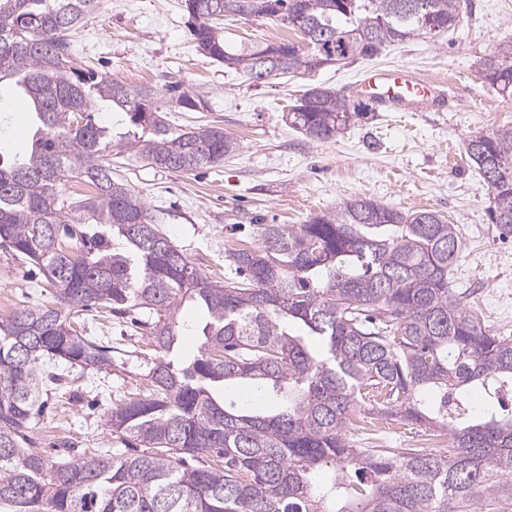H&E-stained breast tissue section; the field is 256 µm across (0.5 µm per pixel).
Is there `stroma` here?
I'll return each instance as SVG.
<instances>
[{
	"instance_id": "stroma-1",
	"label": "stroma",
	"mask_w": 512,
	"mask_h": 512,
	"mask_svg": "<svg viewBox=\"0 0 512 512\" xmlns=\"http://www.w3.org/2000/svg\"><path fill=\"white\" fill-rule=\"evenodd\" d=\"M463 20L442 35H423L385 47L371 59L342 61L320 70L256 84L199 53L190 36L184 0H101L73 37V63L132 86L165 90L170 83L202 94L205 112H168L171 125L222 127L236 151L218 166L173 173L125 153L113 158L112 175L144 198L153 223L209 280L229 276L234 249L261 247L266 224H303L311 215L368 197L404 212L434 210L457 224L462 251L451 273L453 288L490 334L512 338V236L492 224V192L464 154L473 133L512 125V97L484 82L478 62L512 37V0H462ZM224 36L279 42L294 33L266 18L224 19ZM402 66L442 84L457 106L438 112L378 111L333 140L313 143L289 126L286 113L301 88L325 85L348 91L364 70ZM29 112L14 95L0 94V155L12 158L31 145ZM53 289L30 266L0 250V320L16 310L47 305ZM77 328L112 348V365L84 373L78 397L48 399L34 425L35 448L51 460L75 444L86 454L119 447L107 424L114 404L150 396L145 375L157 352L149 329L132 316L87 312ZM347 429L356 448H430L432 431L397 417L357 415Z\"/></svg>"
}]
</instances>
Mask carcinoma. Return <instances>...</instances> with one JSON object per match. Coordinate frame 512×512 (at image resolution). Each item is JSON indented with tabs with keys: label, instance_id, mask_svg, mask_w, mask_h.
<instances>
[{
	"label": "carcinoma",
	"instance_id": "1",
	"mask_svg": "<svg viewBox=\"0 0 512 512\" xmlns=\"http://www.w3.org/2000/svg\"><path fill=\"white\" fill-rule=\"evenodd\" d=\"M98 0H0V87L33 117L31 148L0 161V247L40 267L57 304L0 322V504L13 512H490L512 504V340L487 332L450 285L461 237L441 213H405L367 197L304 224H266L262 246L228 255L224 284L191 266L151 222L141 195L112 179V153L171 172L218 164L236 151L221 127L172 128L169 97L73 65L72 32ZM198 51L230 67L273 57L276 75L373 57L396 42L440 35L461 0H185ZM274 17L303 42L224 39V17ZM485 82L512 95V40L480 60ZM288 123L325 142L375 108L318 87ZM120 119L103 121L97 104ZM467 157L492 192L490 217L512 235V127L469 136ZM92 188L65 203L66 178ZM205 315L201 340L180 310ZM137 308L160 356L153 395L116 405V437L148 449L88 456L68 448L51 464L28 447L42 395L71 391L65 364L112 366L111 347L74 326L82 312ZM482 393L486 408L454 417L448 398ZM277 399L273 414L253 405ZM434 428L451 445L354 448L345 429L362 403Z\"/></svg>",
	"mask_w": 512,
	"mask_h": 512
}]
</instances>
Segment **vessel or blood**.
<instances>
[{
  "mask_svg": "<svg viewBox=\"0 0 512 512\" xmlns=\"http://www.w3.org/2000/svg\"><path fill=\"white\" fill-rule=\"evenodd\" d=\"M355 90L396 112H416L428 105L443 108L449 102L432 82L402 67L368 69L359 77Z\"/></svg>",
  "mask_w": 512,
  "mask_h": 512,
  "instance_id": "1",
  "label": "vessel or blood"
}]
</instances>
